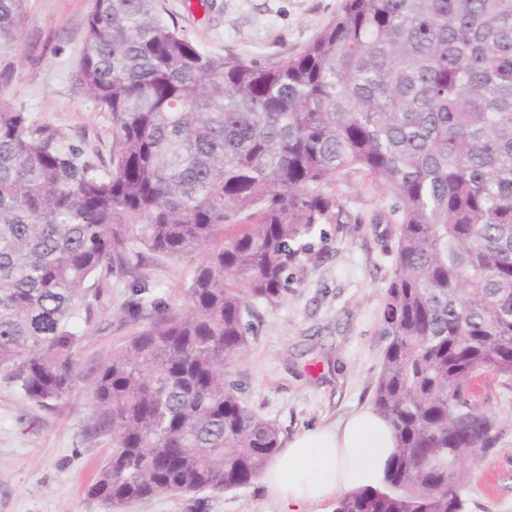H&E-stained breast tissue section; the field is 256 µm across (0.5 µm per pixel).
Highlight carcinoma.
Here are the masks:
<instances>
[{
	"label": "carcinoma",
	"instance_id": "carcinoma-1",
	"mask_svg": "<svg viewBox=\"0 0 512 512\" xmlns=\"http://www.w3.org/2000/svg\"><path fill=\"white\" fill-rule=\"evenodd\" d=\"M23 0H0V53ZM115 125L104 166L0 98V379L65 399L114 270L146 323L95 373L89 430L115 448L89 496L122 512L248 485L281 447L230 368L255 305L277 306L349 223L338 177L394 202L389 342L372 405L398 446L381 486L334 512H465L464 463L493 447L470 398L512 379V0H343L301 50L212 56L157 0H94L78 60ZM206 252L172 310L142 296L144 255Z\"/></svg>",
	"mask_w": 512,
	"mask_h": 512
}]
</instances>
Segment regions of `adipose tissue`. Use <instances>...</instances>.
Wrapping results in <instances>:
<instances>
[{"label": "adipose tissue", "instance_id": "adipose-tissue-1", "mask_svg": "<svg viewBox=\"0 0 512 512\" xmlns=\"http://www.w3.org/2000/svg\"><path fill=\"white\" fill-rule=\"evenodd\" d=\"M395 448L389 423L362 409L344 423L294 436L272 458L261 480L281 512H305L306 506L329 503L356 488L379 486Z\"/></svg>", "mask_w": 512, "mask_h": 512}]
</instances>
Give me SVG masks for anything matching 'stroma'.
<instances>
[{
	"label": "stroma",
	"instance_id": "obj_1",
	"mask_svg": "<svg viewBox=\"0 0 512 512\" xmlns=\"http://www.w3.org/2000/svg\"><path fill=\"white\" fill-rule=\"evenodd\" d=\"M164 18L218 57L279 61L299 50L339 11L342 0H158ZM93 0H23L16 50L0 79V97L22 108L34 125L109 163L116 142L112 116L77 79L85 23ZM351 215L328 225L321 259L293 284L279 306L252 318L245 357L232 367L244 401L275 420L283 438L339 422L371 406L388 340L381 307L392 272V225L375 223L393 203L370 178L353 173L336 184ZM203 251L145 259L146 296L181 308ZM132 298L128 279L112 288L84 330L77 351L80 379L64 400L42 407L0 380V512H111L90 497L112 451V438L88 433L94 414L92 371L130 333L121 309ZM476 399L501 423L494 448L468 462L467 512H512V380L483 375ZM260 480L222 492L159 495L124 512H279Z\"/></svg>",
	"mask_w": 512,
	"mask_h": 512
}]
</instances>
